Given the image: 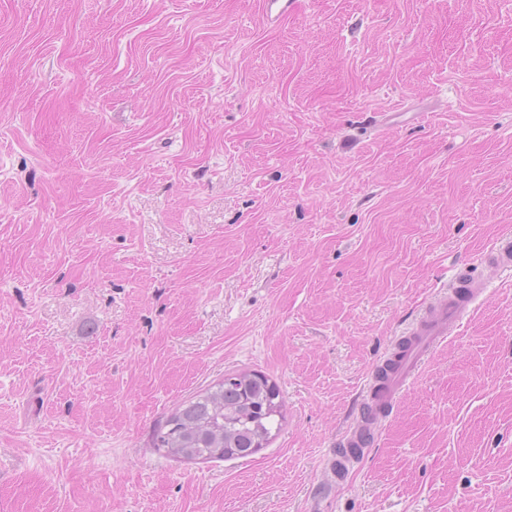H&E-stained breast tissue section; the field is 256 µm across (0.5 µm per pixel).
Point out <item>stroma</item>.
<instances>
[{"label": "stroma", "mask_w": 512, "mask_h": 512, "mask_svg": "<svg viewBox=\"0 0 512 512\" xmlns=\"http://www.w3.org/2000/svg\"><path fill=\"white\" fill-rule=\"evenodd\" d=\"M387 112L405 121L381 125ZM512 0H0V512H512ZM486 281L358 464L370 369ZM275 382L266 448L154 427ZM297 8L296 0H263L262 9L270 26H278L288 20ZM279 396L275 383L259 372L225 374L153 430L152 448L180 461L252 456L269 442L274 424L281 426Z\"/></svg>", "instance_id": "35a3bbf8"}]
</instances>
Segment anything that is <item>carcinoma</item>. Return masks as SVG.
<instances>
[{
  "label": "carcinoma",
  "instance_id": "carcinoma-1",
  "mask_svg": "<svg viewBox=\"0 0 512 512\" xmlns=\"http://www.w3.org/2000/svg\"><path fill=\"white\" fill-rule=\"evenodd\" d=\"M283 418L275 383L237 371L182 402L152 433V448L180 461L247 458L269 442Z\"/></svg>",
  "mask_w": 512,
  "mask_h": 512
}]
</instances>
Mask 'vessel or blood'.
I'll return each instance as SVG.
<instances>
[{
  "label": "vessel or blood",
  "instance_id": "vessel-or-blood-1",
  "mask_svg": "<svg viewBox=\"0 0 512 512\" xmlns=\"http://www.w3.org/2000/svg\"><path fill=\"white\" fill-rule=\"evenodd\" d=\"M296 8V0H262V9L272 26L285 22ZM483 294L481 285L461 280L456 286L443 290L440 298L397 337L396 347L384 355L365 384L363 411L353 428L343 435L341 447L361 449L367 446L374 425L396 402L411 374L440 343L457 335L470 305L478 303Z\"/></svg>",
  "mask_w": 512,
  "mask_h": 512
}]
</instances>
